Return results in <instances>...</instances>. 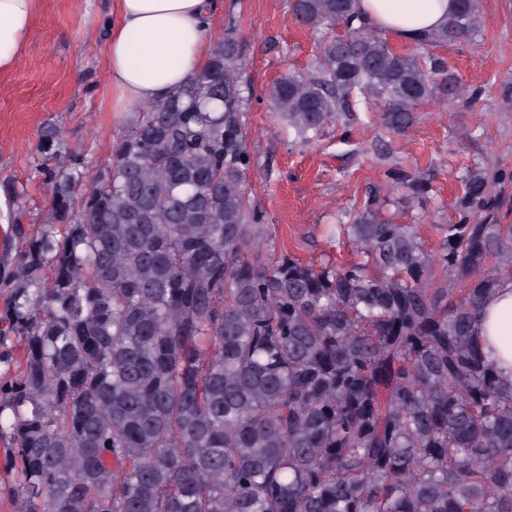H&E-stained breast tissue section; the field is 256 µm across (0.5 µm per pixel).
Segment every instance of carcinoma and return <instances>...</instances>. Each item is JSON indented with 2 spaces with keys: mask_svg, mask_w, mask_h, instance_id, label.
Masks as SVG:
<instances>
[{
  "mask_svg": "<svg viewBox=\"0 0 512 512\" xmlns=\"http://www.w3.org/2000/svg\"><path fill=\"white\" fill-rule=\"evenodd\" d=\"M355 2L290 6L348 29L269 91L304 141L362 97L384 100L399 134L459 91L442 57L368 33ZM480 24L478 0H456L419 46ZM239 60L230 30L180 91L130 113L95 175L62 160L55 129L39 139L58 166L35 168L51 194L39 229L13 216L0 441L14 480L0 495L21 512H512V382L477 340L512 278L509 176L468 172L435 250L373 196L331 227L357 259L264 265ZM385 177L410 207L429 197L422 177Z\"/></svg>",
  "mask_w": 512,
  "mask_h": 512,
  "instance_id": "obj_1",
  "label": "carcinoma"
}]
</instances>
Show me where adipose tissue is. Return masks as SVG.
Returning a JSON list of instances; mask_svg holds the SVG:
<instances>
[{
	"instance_id": "1",
	"label": "adipose tissue",
	"mask_w": 512,
	"mask_h": 512,
	"mask_svg": "<svg viewBox=\"0 0 512 512\" xmlns=\"http://www.w3.org/2000/svg\"><path fill=\"white\" fill-rule=\"evenodd\" d=\"M455 0H357L360 18L395 40L412 41L445 25ZM218 0H113L107 44L112 109L130 112L180 89L209 57L207 31ZM39 0H0V72L10 70L29 39ZM479 340L512 377V280L484 306Z\"/></svg>"
}]
</instances>
